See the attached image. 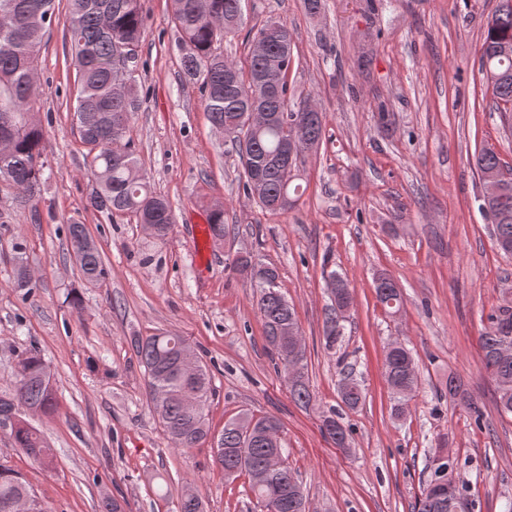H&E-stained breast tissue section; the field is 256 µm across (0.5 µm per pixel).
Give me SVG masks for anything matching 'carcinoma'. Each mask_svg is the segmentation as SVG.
Instances as JSON below:
<instances>
[{
  "label": "carcinoma",
  "mask_w": 512,
  "mask_h": 512,
  "mask_svg": "<svg viewBox=\"0 0 512 512\" xmlns=\"http://www.w3.org/2000/svg\"><path fill=\"white\" fill-rule=\"evenodd\" d=\"M56 0H0V140L8 141L0 152V179L34 196L43 181L44 133L28 116L39 94L36 70L43 35L51 19L45 4ZM244 0H173V23L178 33L185 76L200 83L205 109L211 123L232 136L241 163L243 189L261 208L281 213L293 204L291 195L300 186H291L292 169L281 161L289 126L296 128L295 157L316 148L324 131L323 112L306 96L290 108L289 72L295 62L292 49H284L270 39L264 54L250 53L247 68L224 58L221 42L228 34H237L243 24ZM145 0H68L70 12L69 42L71 60L77 74L74 117L78 137L91 156L89 173L95 183L90 205L111 215L131 214L140 224L157 226L155 238L163 241L171 232L174 213L170 203L154 193L140 166L134 146L125 140L130 121L139 109L136 76H123L119 62L128 53H137L146 27ZM509 52H504V47ZM480 70L491 89L493 106L506 120L512 119V0H498L487 19L486 36L481 45ZM259 107L276 118L262 126L246 124L244 113ZM479 174L497 173L502 191L495 199L483 198L484 208L493 224V237L500 251L512 255V168H505L498 154L483 149L476 157ZM282 197L288 205L275 207ZM209 224L215 240L224 239V204L210 209ZM67 250L75 262L84 285H101L109 276L95 242L84 225H69ZM231 267L249 277L260 288L257 309L263 321L265 339L276 356L288 383L290 397L306 407L311 402L305 365L294 370V360L305 359V347L294 352L288 333L301 335L294 306L282 293L276 269L255 261L252 254L235 256ZM326 286L330 305L325 309L323 335L325 345L333 348L341 341L343 327L337 307L348 306L352 296L346 280L329 272ZM377 301L385 308L398 309L402 294L398 283L380 274L374 282ZM489 330L482 336L484 366L497 387V408L512 414V356L499 355L504 343L512 345V305L500 307L489 316ZM144 368L148 402L157 415L173 447L188 449L208 439L210 426L205 410L193 413L184 406V398L193 393L201 403L211 394V376L200 365L196 381H186L178 371L177 358L186 338L177 333H160L133 339ZM46 363L40 351L31 346L18 358L14 395L0 398V415L17 418L10 437L18 447L30 452L32 459L50 470L55 449L27 419L29 413L49 414L58 407L57 389L41 379ZM385 377L398 395L414 388L417 381L415 361L409 349L402 347L386 354ZM345 406L355 409L363 401V389L354 378L340 392ZM448 396L461 400L483 421V411L468 398V392L455 376H448ZM332 425L322 431L338 446H347V431L328 415ZM281 428L273 416L256 417L241 412L224 423L219 435L215 464L227 477L249 478V490L263 512H305V496L295 472L288 465L286 449L273 447L268 432ZM282 456L279 469H269L272 455ZM453 470L449 457H433V475L423 488L414 512H455L454 504L463 502L462 489L448 487V472ZM33 495L22 477L0 464V512H15V506ZM177 512H205L201 498L190 486L179 498Z\"/></svg>",
  "instance_id": "1"
}]
</instances>
